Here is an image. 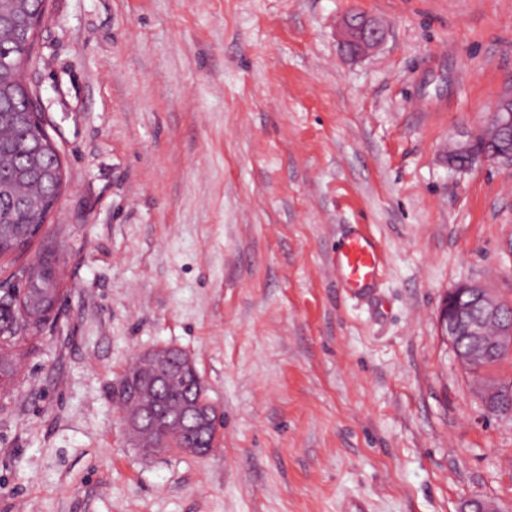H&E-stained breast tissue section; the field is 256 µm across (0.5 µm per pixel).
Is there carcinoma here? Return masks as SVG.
Segmentation results:
<instances>
[{
	"mask_svg": "<svg viewBox=\"0 0 512 512\" xmlns=\"http://www.w3.org/2000/svg\"><path fill=\"white\" fill-rule=\"evenodd\" d=\"M47 0H0V257L10 244L33 223V213L60 194L63 163L56 144L49 142L44 125L33 119V90L24 82L35 34L31 20L46 11ZM30 268L37 277L30 293L37 294L46 282L57 283L46 255L37 256ZM51 317L42 315L29 322L18 310L0 307V330L9 341L0 344V374L13 375L12 348L23 341L42 337ZM197 375L175 371L161 387L160 409L187 404L206 395L195 385ZM499 414H512V386L503 388L499 399L488 404Z\"/></svg>",
	"mask_w": 512,
	"mask_h": 512,
	"instance_id": "1",
	"label": "carcinoma"
}]
</instances>
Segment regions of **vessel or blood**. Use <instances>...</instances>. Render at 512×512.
Masks as SVG:
<instances>
[{"label": "vessel or blood", "mask_w": 512, "mask_h": 512, "mask_svg": "<svg viewBox=\"0 0 512 512\" xmlns=\"http://www.w3.org/2000/svg\"><path fill=\"white\" fill-rule=\"evenodd\" d=\"M336 275L347 288L372 287L380 270V253L369 235L355 231L336 250Z\"/></svg>", "instance_id": "vessel-or-blood-1"}]
</instances>
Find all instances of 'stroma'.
<instances>
[{
    "instance_id": "1",
    "label": "stroma",
    "mask_w": 512,
    "mask_h": 512,
    "mask_svg": "<svg viewBox=\"0 0 512 512\" xmlns=\"http://www.w3.org/2000/svg\"><path fill=\"white\" fill-rule=\"evenodd\" d=\"M385 41L352 58L339 23ZM65 186L61 294L0 387V512H512V417L438 334L448 290L512 301V166L451 140L512 94V0H48L25 68ZM353 229L384 271L336 281ZM189 354L224 414L205 456H148L114 390ZM490 130L491 126L488 125L484 131V134L477 138V142L475 137H467L457 140L452 149L448 152L449 167L459 171H468L476 164L493 163L496 161V159H509L510 156L512 157V151L500 149L489 151L487 147H483L481 149L476 148L477 144L482 146L487 139H495L496 136H490ZM456 156L464 157L465 164L460 165L456 159Z\"/></svg>"
}]
</instances>
